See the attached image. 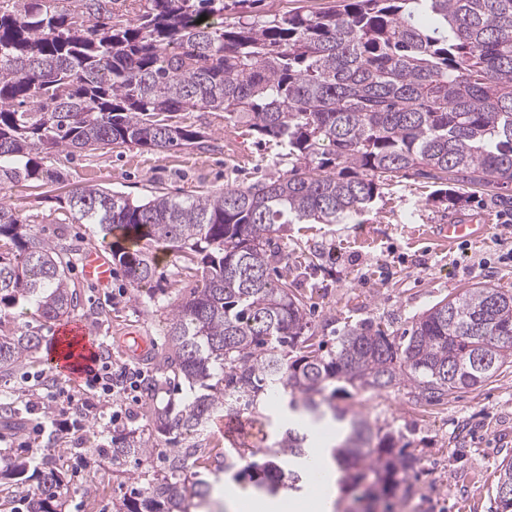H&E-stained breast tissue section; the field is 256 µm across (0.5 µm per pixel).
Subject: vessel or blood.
<instances>
[{
    "instance_id": "1",
    "label": "vessel or blood",
    "mask_w": 512,
    "mask_h": 512,
    "mask_svg": "<svg viewBox=\"0 0 512 512\" xmlns=\"http://www.w3.org/2000/svg\"><path fill=\"white\" fill-rule=\"evenodd\" d=\"M483 225L464 222L449 225L444 239L456 244L478 238ZM82 273L86 280L104 283L112 277V266L106 260L103 247L88 251L82 262ZM49 369H62L71 381L85 380L98 364L97 338L91 327L78 321L59 323L53 333L52 343L45 359Z\"/></svg>"
}]
</instances>
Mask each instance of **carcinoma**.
<instances>
[{
    "mask_svg": "<svg viewBox=\"0 0 512 512\" xmlns=\"http://www.w3.org/2000/svg\"><path fill=\"white\" fill-rule=\"evenodd\" d=\"M0 0V186L46 182L42 160L62 151L109 152L135 145L199 146L206 133L189 112H222L286 153L287 172L197 195L157 193L142 203L96 185L58 198L67 220L94 224L137 292L155 288L153 251L179 258L195 280L168 297L165 349L146 391L184 381L183 400L151 407L160 437L124 434L112 457L139 456L160 470L140 477L143 498L115 512H199L212 482L198 471L222 447L207 434L224 411L282 412L336 423L329 448L344 471L365 468L383 488L418 459L391 432L336 406V385L408 387L431 403L481 385L512 363V293L476 286L412 319L399 336L351 325L336 349L310 331L306 300L290 270L288 225L336 224L364 213L383 182L403 173L448 186V202L481 193L512 208V0H339L328 11L257 16L256 0ZM233 14L224 20V14ZM206 20L198 22L201 16ZM0 312L25 305L45 322L78 307L70 252L42 239L0 205ZM491 367L475 366L491 337ZM27 326L3 329L0 373L41 348ZM308 436L288 428L248 470L226 449L224 472L274 497L309 480ZM3 477L41 496L28 512H57L67 492L53 459L29 472L16 458ZM496 512H512V458H504Z\"/></svg>",
    "mask_w": 512,
    "mask_h": 512,
    "instance_id": "cac0c4a2",
    "label": "carcinoma"
}]
</instances>
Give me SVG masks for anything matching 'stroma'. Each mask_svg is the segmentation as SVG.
Listing matches in <instances>:
<instances>
[{"instance_id":"stroma-1","label":"stroma","mask_w":512,"mask_h":512,"mask_svg":"<svg viewBox=\"0 0 512 512\" xmlns=\"http://www.w3.org/2000/svg\"><path fill=\"white\" fill-rule=\"evenodd\" d=\"M189 120L204 128V147L157 151L129 146L95 154L59 152L46 164L61 183L8 185L0 189V203L27 217L40 235L71 248L70 277L79 295L75 318L84 320L103 341L114 370L130 369L152 375L150 358L124 356L118 336L129 329L148 336L155 349L163 347L167 291L190 287L177 276V258L158 249L157 277L162 291L140 295L131 288L120 267H113L108 283L86 281L81 254L100 244L94 225L62 223L57 202L77 184H95L129 198H150L161 190L186 196L246 185L276 173L274 142L225 120L220 112H193ZM470 219L485 225L474 240L442 247L444 225ZM288 250L298 266L297 286L306 297L311 325L318 335L334 339L345 326L370 322L399 334L412 318L435 303L483 283L512 292V212L486 208L479 196L463 199L449 209L433 184L415 176L389 181L358 221L340 224H293L288 228ZM320 248L319 258L309 251ZM43 354H36L6 373H0V407L14 403L20 415L12 432L0 435L6 457L29 456V446L67 448L63 458L69 489L62 512H113L112 505L136 496L145 483L144 464L133 457L114 466H88L74 448L111 447L129 430L152 436L145 410L178 399L176 390L138 391L129 413L104 428L114 409L105 395L95 397L90 416L73 419L68 431L36 438L37 417L31 405L42 403L46 388L66 385L65 376L48 371ZM338 406L366 417L383 431L401 436L419 463L392 494L376 501L362 500L363 486L341 482L336 486L338 512H352L362 504L366 512H492L493 498L505 454H512V367L473 390L449 395L433 403L414 404L407 388L382 392L348 389L337 392ZM244 423V460L273 442L280 416L257 418L249 411L229 412L215 420L211 430L223 434L225 421Z\"/></svg>"}]
</instances>
